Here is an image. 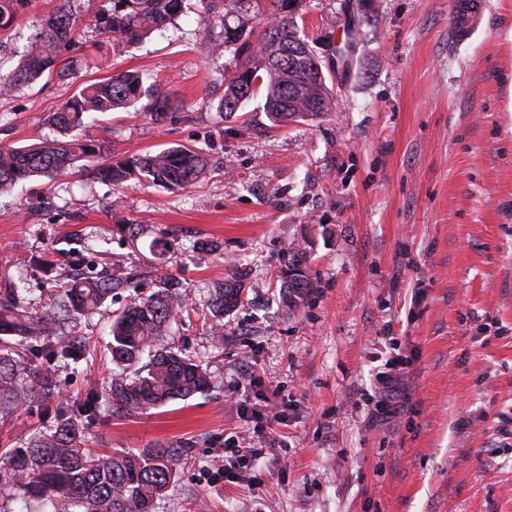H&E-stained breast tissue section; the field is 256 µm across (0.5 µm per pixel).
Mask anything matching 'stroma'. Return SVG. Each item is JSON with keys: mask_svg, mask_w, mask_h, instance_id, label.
<instances>
[{"mask_svg": "<svg viewBox=\"0 0 512 512\" xmlns=\"http://www.w3.org/2000/svg\"><path fill=\"white\" fill-rule=\"evenodd\" d=\"M57 2L34 0L0 36V59ZM456 5L300 0L296 22L331 106L273 127L262 96L231 117L210 99L236 60L201 52L222 29L203 21L200 0H185L174 26L132 48L94 26L112 0H76L93 68L0 100V145L21 146L56 138L47 118L81 83L146 69L170 102L165 120L97 114L83 134L108 142L116 159L181 145L209 159L207 176L183 190L116 188L86 169L0 196V262L26 256L11 273L34 303L51 282L31 260L53 247L132 252L183 283L189 310L171 334L203 361L208 391L89 431L98 450L189 444L155 512H512V0H480L462 35ZM122 224L143 232L129 238ZM162 235L170 253L152 246ZM296 239L307 242L316 288L289 309L274 267ZM209 240L223 255L197 250ZM231 262L248 270L249 288L219 344L205 312ZM129 302L121 294L61 324L59 335L92 336L97 348L78 366H51L60 400L108 380L101 347ZM387 334L401 337L413 365L389 411L369 416ZM268 403L283 423L254 418ZM53 425L32 400L0 426V448ZM236 435L276 440L257 463L259 486L209 476Z\"/></svg>", "mask_w": 512, "mask_h": 512, "instance_id": "obj_1", "label": "stroma"}]
</instances>
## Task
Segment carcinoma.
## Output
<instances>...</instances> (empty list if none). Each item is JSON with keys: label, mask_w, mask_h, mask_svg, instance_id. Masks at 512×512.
<instances>
[{"label": "carcinoma", "mask_w": 512, "mask_h": 512, "mask_svg": "<svg viewBox=\"0 0 512 512\" xmlns=\"http://www.w3.org/2000/svg\"><path fill=\"white\" fill-rule=\"evenodd\" d=\"M35 0H0V33L9 31L19 13ZM204 18L225 21L229 13L248 14L252 0H200ZM269 25L258 40L242 41L243 30L224 27V37L209 41L210 54L226 51L245 57L224 78L217 110L231 117L257 93L264 96L263 112L274 125L306 119L328 110L330 92L322 65L299 35L295 5L299 0H269ZM184 0H112V8L95 15L98 30L117 45L133 46L156 31L167 29L183 9ZM71 0H60L44 18L40 31L20 53L14 70L0 75V98L41 81L68 80L86 66L77 40ZM152 76L128 69L99 76L82 86L50 117L59 137L22 146L0 147V194L32 177L53 181L72 169L92 163L94 178L121 186L131 179L166 189H186L207 172L202 150L178 147L112 161L97 139L74 130L87 113L126 110L141 99L155 100ZM306 241L292 242L278 260L280 299L287 308L299 307L316 287L310 274ZM43 265L62 270L58 292L45 311L24 304L17 286L0 293V411L8 413L32 398L50 401L57 395L45 362L64 367L77 364L90 351L88 336L57 334L61 317L77 319L141 280L160 285L147 297L133 299L114 315L106 354L113 365L107 384L89 389L82 400L60 402L54 410L55 428L37 432L23 445L0 456V490L8 488L34 502L37 512H153L155 502L172 488L186 446H159L138 451L95 453L84 447L85 432L109 415H133L205 391L209 374L202 361L170 339L171 323L187 309L179 282L158 266L140 265L134 258H88L71 248L46 254ZM248 272L231 265L224 280L212 288L214 336L224 341L225 315L243 303Z\"/></svg>", "instance_id": "carcinoma-1"}]
</instances>
